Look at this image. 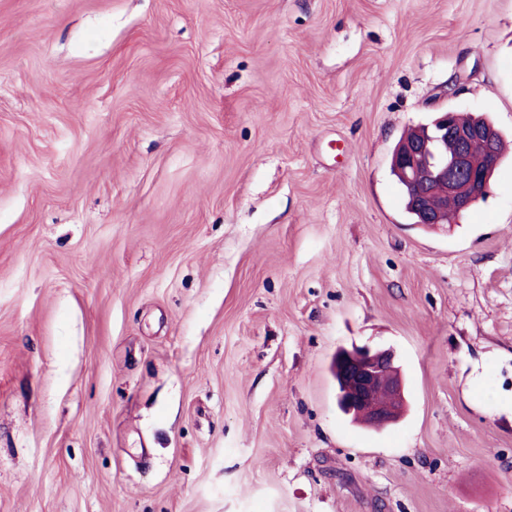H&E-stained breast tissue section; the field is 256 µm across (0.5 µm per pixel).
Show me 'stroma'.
Returning <instances> with one entry per match:
<instances>
[{"label":"stroma","mask_w":512,"mask_h":512,"mask_svg":"<svg viewBox=\"0 0 512 512\" xmlns=\"http://www.w3.org/2000/svg\"><path fill=\"white\" fill-rule=\"evenodd\" d=\"M446 110L512 140V0H0V512H512V155L390 170ZM439 114L432 122L434 140L448 142L440 145L441 151H448V155L438 152L430 157L418 141L404 139L398 142L391 158V165L403 178L392 168L406 213L411 214L418 224L419 221L421 224H446L445 213L452 215L448 219L450 224L455 215L486 195L491 177L502 159L503 142L491 124L473 120L463 123L470 121L472 116L461 121L457 112ZM474 141L482 144L479 154L471 152L481 150V144ZM404 185L411 208L419 219L408 206ZM394 359L390 349L363 345L348 350L340 374L343 390L338 402L349 413L377 427L394 422L406 406L403 381ZM360 417L351 416L354 422L370 425Z\"/></svg>","instance_id":"1"}]
</instances>
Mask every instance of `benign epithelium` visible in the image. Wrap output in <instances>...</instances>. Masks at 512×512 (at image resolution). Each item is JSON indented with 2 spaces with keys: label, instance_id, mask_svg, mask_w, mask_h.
<instances>
[{
  "label": "benign epithelium",
  "instance_id": "7a95c632",
  "mask_svg": "<svg viewBox=\"0 0 512 512\" xmlns=\"http://www.w3.org/2000/svg\"><path fill=\"white\" fill-rule=\"evenodd\" d=\"M434 140H453L456 152L428 156L416 140L398 142L391 165L402 176L408 201L422 224H445L444 214L457 215L481 200L501 162L498 132L490 124L464 123L457 112H442L432 122ZM479 141L474 154L470 144ZM338 402L377 427L394 422L406 406L395 355L369 345L347 351L342 364Z\"/></svg>",
  "mask_w": 512,
  "mask_h": 512
}]
</instances>
